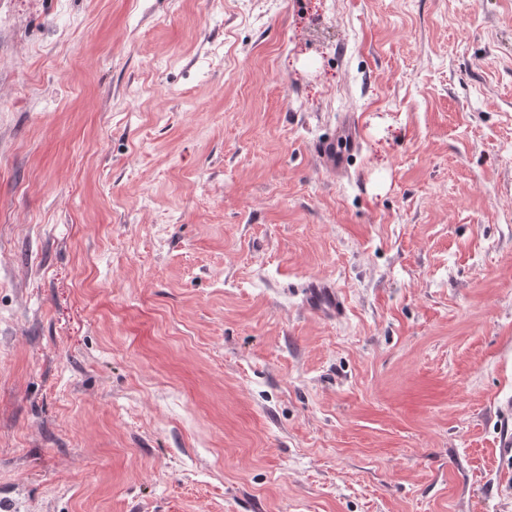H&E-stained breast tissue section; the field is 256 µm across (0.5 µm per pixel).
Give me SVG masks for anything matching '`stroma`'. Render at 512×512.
Here are the masks:
<instances>
[{"instance_id": "stroma-1", "label": "stroma", "mask_w": 512, "mask_h": 512, "mask_svg": "<svg viewBox=\"0 0 512 512\" xmlns=\"http://www.w3.org/2000/svg\"><path fill=\"white\" fill-rule=\"evenodd\" d=\"M505 399L512 0H0V503L512 512ZM355 131V126L352 123H347L340 128L336 138L326 139L317 145L316 155L325 167L333 171H342L345 168L349 150L346 138L342 135H348L354 143ZM343 302L340 292L327 283H315L307 292V305L320 313L338 317L341 315ZM501 429L503 434L499 438V454L503 458H512V403L510 399L504 404L502 410Z\"/></svg>"}]
</instances>
